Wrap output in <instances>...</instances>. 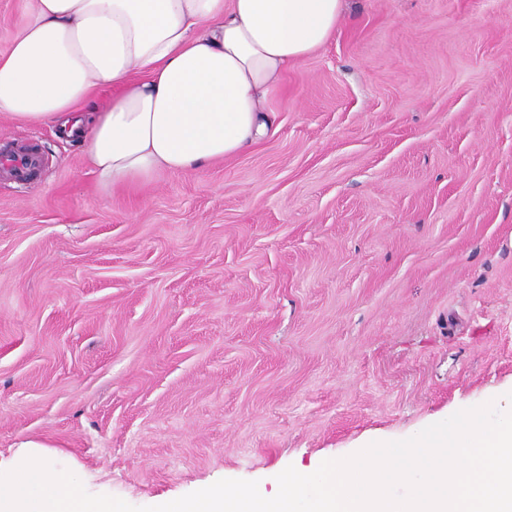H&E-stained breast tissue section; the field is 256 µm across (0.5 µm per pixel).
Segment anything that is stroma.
Segmentation results:
<instances>
[{"instance_id":"35a3bbf8","label":"stroma","mask_w":512,"mask_h":512,"mask_svg":"<svg viewBox=\"0 0 512 512\" xmlns=\"http://www.w3.org/2000/svg\"><path fill=\"white\" fill-rule=\"evenodd\" d=\"M268 135L103 189L0 115V458L155 506L512 392V0H344ZM9 166L14 169L19 181L27 182L38 166L39 159L37 155L29 150H20L18 154L5 155Z\"/></svg>"}]
</instances>
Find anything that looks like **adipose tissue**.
Wrapping results in <instances>:
<instances>
[{"label": "adipose tissue", "instance_id": "obj_1", "mask_svg": "<svg viewBox=\"0 0 512 512\" xmlns=\"http://www.w3.org/2000/svg\"><path fill=\"white\" fill-rule=\"evenodd\" d=\"M343 0H30L0 55V112L80 136L103 187L234 156L264 100L334 34ZM112 89L93 118V87Z\"/></svg>", "mask_w": 512, "mask_h": 512}]
</instances>
